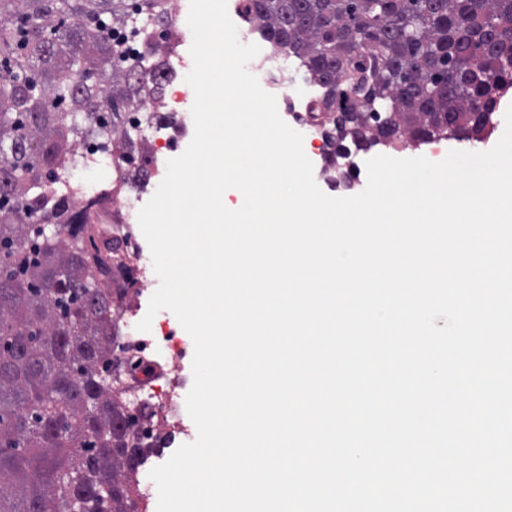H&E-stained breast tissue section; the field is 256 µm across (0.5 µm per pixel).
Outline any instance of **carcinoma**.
Masks as SVG:
<instances>
[{
	"instance_id": "carcinoma-1",
	"label": "carcinoma",
	"mask_w": 512,
	"mask_h": 512,
	"mask_svg": "<svg viewBox=\"0 0 512 512\" xmlns=\"http://www.w3.org/2000/svg\"><path fill=\"white\" fill-rule=\"evenodd\" d=\"M297 58L331 144L397 148L479 138L512 86V0H249ZM179 35L159 0H0V512H137L157 412L116 387L111 268L90 224L49 182L79 142L112 141L98 113L163 106ZM147 177V145L118 142ZM55 220L48 236L22 211Z\"/></svg>"
}]
</instances>
